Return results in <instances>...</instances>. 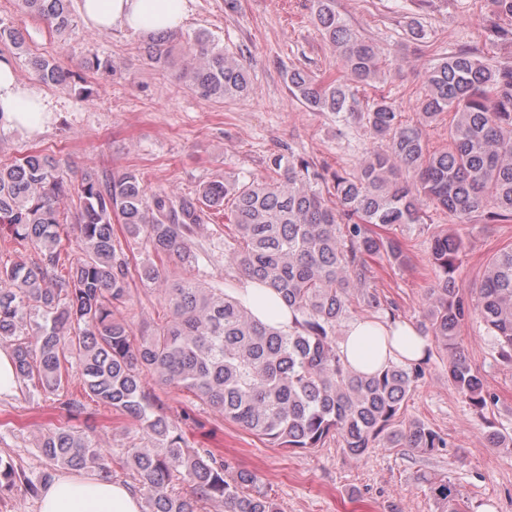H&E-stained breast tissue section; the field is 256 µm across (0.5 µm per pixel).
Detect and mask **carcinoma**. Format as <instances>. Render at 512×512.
<instances>
[{
	"instance_id": "obj_1",
	"label": "carcinoma",
	"mask_w": 512,
	"mask_h": 512,
	"mask_svg": "<svg viewBox=\"0 0 512 512\" xmlns=\"http://www.w3.org/2000/svg\"><path fill=\"white\" fill-rule=\"evenodd\" d=\"M27 15L59 36L77 23L70 0H17ZM326 42L339 53L336 75L288 71V90L312 112L355 121L373 147L352 170L328 171L292 151L272 153L267 176H233L203 183L192 195L148 188L127 170L103 178L87 171L72 181L61 159L31 151L0 164V228L31 243V263L0 257V342L11 345L18 383H31L80 413L85 404L65 396L76 373L90 400L112 408L145 433L146 444L114 457L88 434L58 426L39 445L47 483L59 468L90 471L110 480L122 470L140 482L142 512H282L260 477L231 470L211 451L189 445L145 378L179 387L224 419L286 449L311 451L335 437L348 454L374 448H415L431 454L446 440L401 411L421 377L418 365L391 364L373 374L354 372L340 352L338 328L350 307L383 311L367 258L402 265V245L381 230L422 224L441 209L455 224L512 221V64H495L477 47L439 57L424 71L418 119L402 120L385 94L360 90L386 79L384 52L336 12V0H310ZM492 15L512 23V0H489ZM0 42L25 52L21 29L0 16ZM193 64L184 77L207 100L254 93L249 73L198 32L182 44ZM156 66L169 64V38L153 36L144 48ZM36 80L71 84L80 98L93 89L72 80L52 59L29 55ZM99 75L114 72L112 57L96 50L85 60ZM449 118L448 147L430 150L426 127ZM77 197L68 216L63 201ZM231 204L224 263L244 278L273 289L288 305L284 331L254 317L218 285L171 278L163 259L198 258V233L213 212ZM77 226V255L63 243L65 225ZM143 239L151 256L132 264L119 235ZM464 245L448 229L430 239L434 277L422 304L421 335L448 355V380L476 410L495 405L480 373L458 350V330L471 317L484 322L502 358L512 361V248L487 264L477 298L467 299L459 277ZM69 258L62 274V257ZM160 292L165 321L135 335L116 316L131 296V282ZM17 472L0 458V490Z\"/></svg>"
}]
</instances>
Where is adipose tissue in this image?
Instances as JSON below:
<instances>
[{"instance_id": "obj_1", "label": "adipose tissue", "mask_w": 512, "mask_h": 512, "mask_svg": "<svg viewBox=\"0 0 512 512\" xmlns=\"http://www.w3.org/2000/svg\"><path fill=\"white\" fill-rule=\"evenodd\" d=\"M80 9L87 25L100 32L173 34L187 17L189 0H81ZM52 110L37 84L21 80L11 63L0 59V118L6 124L39 131ZM236 294L259 320L290 326L292 315L272 289L248 281ZM339 347L353 371L371 374L393 363L420 361L427 341L406 322L357 319ZM40 512H141V497L120 481L60 474L44 488Z\"/></svg>"}]
</instances>
